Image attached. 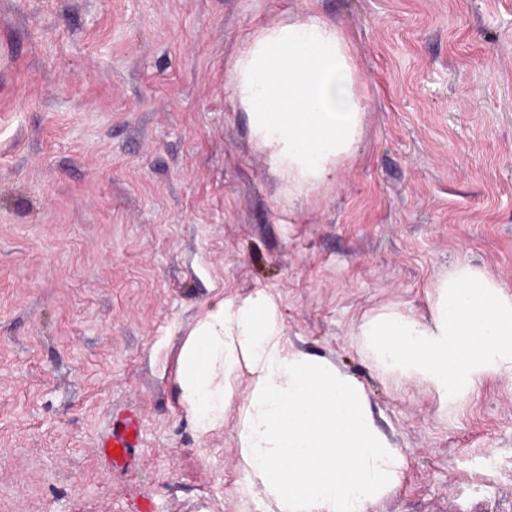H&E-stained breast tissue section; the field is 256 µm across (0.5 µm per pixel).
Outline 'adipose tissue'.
<instances>
[{"mask_svg":"<svg viewBox=\"0 0 512 512\" xmlns=\"http://www.w3.org/2000/svg\"><path fill=\"white\" fill-rule=\"evenodd\" d=\"M226 90L245 112L288 199L336 183L363 133L366 99L346 34L316 12L249 34ZM388 374L424 382L445 406L489 378H512V292L459 261L437 281L430 317L379 312L357 331ZM272 300L207 309L175 360L193 429L223 427L241 369L257 373L242 457L277 512H367L399 482L404 459L376 426L363 387L319 357L281 347Z\"/></svg>","mask_w":512,"mask_h":512,"instance_id":"adipose-tissue-1","label":"adipose tissue"}]
</instances>
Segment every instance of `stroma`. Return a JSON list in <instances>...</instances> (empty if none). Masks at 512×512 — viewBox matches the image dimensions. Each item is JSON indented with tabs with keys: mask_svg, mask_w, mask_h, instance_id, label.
<instances>
[{
	"mask_svg": "<svg viewBox=\"0 0 512 512\" xmlns=\"http://www.w3.org/2000/svg\"><path fill=\"white\" fill-rule=\"evenodd\" d=\"M312 7L368 107L336 184L290 202L224 85ZM459 260L512 291V0H0V512H275L239 448L255 374L205 435L174 386L198 317L259 293L404 457L368 512H512V380L444 408L355 334L429 318ZM127 410L140 461L114 472ZM141 422L135 414H115L112 425L99 442V453L109 462L112 470L134 468L139 458L136 448H141Z\"/></svg>",
	"mask_w": 512,
	"mask_h": 512,
	"instance_id": "1",
	"label": "stroma"
}]
</instances>
